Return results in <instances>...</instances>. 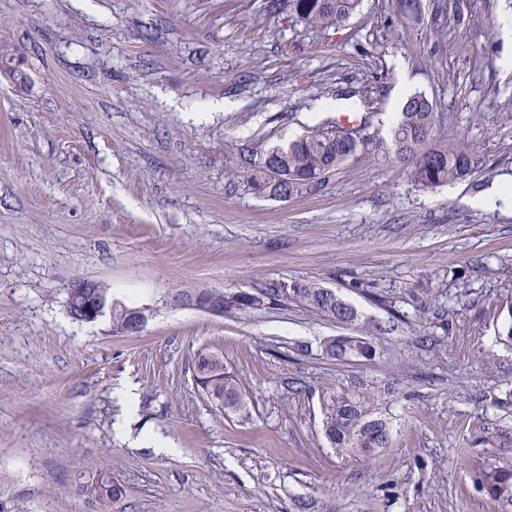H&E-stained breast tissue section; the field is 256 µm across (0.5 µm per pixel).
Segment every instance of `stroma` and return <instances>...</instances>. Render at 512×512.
I'll return each instance as SVG.
<instances>
[{
    "instance_id": "obj_1",
    "label": "stroma",
    "mask_w": 512,
    "mask_h": 512,
    "mask_svg": "<svg viewBox=\"0 0 512 512\" xmlns=\"http://www.w3.org/2000/svg\"><path fill=\"white\" fill-rule=\"evenodd\" d=\"M421 9L409 32L364 0L320 31L264 0H0V494L19 512H85L74 476L93 461L125 512H499L477 477L512 468V199L470 200L512 175V0ZM407 91L433 102L436 140L478 155L471 177L422 190L353 160L278 201L230 175L353 103L389 127ZM80 278L144 309L141 332L73 321ZM311 282L357 321L288 297ZM264 288L281 295L259 310L177 300ZM365 332L375 361L323 356ZM214 348L239 413L194 383ZM360 382L394 426L372 458L322 432Z\"/></svg>"
}]
</instances>
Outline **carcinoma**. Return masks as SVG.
I'll list each match as a JSON object with an SVG mask.
<instances>
[{"instance_id":"obj_1","label":"carcinoma","mask_w":512,"mask_h":512,"mask_svg":"<svg viewBox=\"0 0 512 512\" xmlns=\"http://www.w3.org/2000/svg\"><path fill=\"white\" fill-rule=\"evenodd\" d=\"M363 0H268L267 9L276 12L288 6L299 18L318 30L336 27L356 15ZM395 14L409 27L422 20L420 0H394ZM433 102L421 93L409 95L396 113L386 134L372 128L371 116L364 115L366 136L355 141L338 139L334 123H322L300 137L240 153L232 160L231 175L246 183L259 197L286 200L306 189L322 186L326 175L355 159L395 162L407 167L414 184L432 190L470 177L479 166L477 155L459 142L432 141ZM292 298L336 319L351 323L357 312L336 293L315 283L289 289ZM134 308L112 304L113 330H129ZM323 355L339 364L352 359L371 361L380 355L372 337L334 336L322 347ZM195 384L224 411L235 412L245 404V390L239 378L224 367L219 349H202L193 364ZM376 393L368 387L348 389L333 396L324 411L322 429L331 447L341 455L372 457L390 446V424L374 415ZM482 490L493 501L512 509V469L492 468L481 473ZM77 495L90 512H124V486L102 462L83 466L75 476Z\"/></svg>"}]
</instances>
